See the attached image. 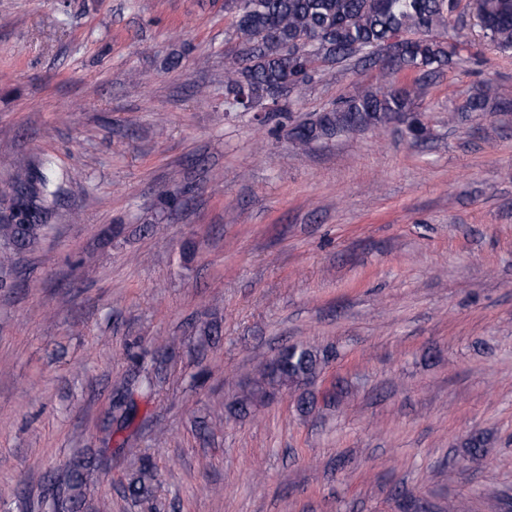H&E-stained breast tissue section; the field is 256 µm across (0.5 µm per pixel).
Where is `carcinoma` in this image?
I'll list each match as a JSON object with an SVG mask.
<instances>
[{"label":"carcinoma","mask_w":512,"mask_h":512,"mask_svg":"<svg viewBox=\"0 0 512 512\" xmlns=\"http://www.w3.org/2000/svg\"><path fill=\"white\" fill-rule=\"evenodd\" d=\"M459 0H237L234 22V64L224 72V107L227 112H250L265 103L269 112H285L288 106L272 95L286 83L295 86L312 81L323 62L346 63L353 59L381 68L391 80L366 87L344 98L317 122L298 135L299 143L333 137L360 125H379L413 111L416 90L392 78L399 73L432 74L454 63L462 42L449 43L435 35L449 26ZM476 18L486 36L500 49L512 48V0H478ZM498 97L488 86L471 98L467 111L484 112ZM21 181L32 182L28 207L20 223L0 224V267L12 264L14 247L32 248L46 237L51 225L42 223L46 210L48 177L26 173L1 186L9 195ZM328 355L306 343L284 348L263 368L254 388L233 402L243 410L265 396L268 386H297L315 375ZM155 474L152 464L132 477L125 493L134 504L151 494ZM83 485L79 469L71 472V494L48 504L49 512H68Z\"/></svg>","instance_id":"cac0c4a2"}]
</instances>
